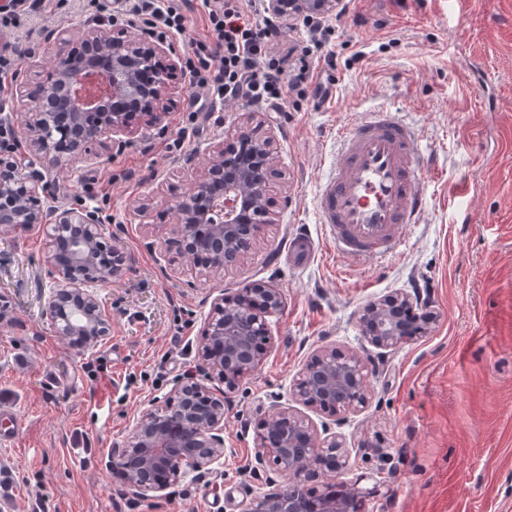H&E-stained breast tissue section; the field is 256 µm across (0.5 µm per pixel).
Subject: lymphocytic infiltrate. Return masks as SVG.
<instances>
[{
  "instance_id": "obj_1",
  "label": "lymphocytic infiltrate",
  "mask_w": 512,
  "mask_h": 512,
  "mask_svg": "<svg viewBox=\"0 0 512 512\" xmlns=\"http://www.w3.org/2000/svg\"><path fill=\"white\" fill-rule=\"evenodd\" d=\"M208 13L203 39L192 40L185 69L194 90L192 101L210 111L214 98L246 100L265 107H283L288 99L313 92L329 98L332 73L341 56L329 49L331 27L312 30L302 49L278 55L271 45L277 23L260 13V0H202ZM41 6V0H0V75L16 70V31ZM126 15L149 28L181 34L187 18L177 0H127Z\"/></svg>"
}]
</instances>
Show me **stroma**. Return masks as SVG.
<instances>
[{"label": "stroma", "mask_w": 512, "mask_h": 512, "mask_svg": "<svg viewBox=\"0 0 512 512\" xmlns=\"http://www.w3.org/2000/svg\"><path fill=\"white\" fill-rule=\"evenodd\" d=\"M120 0H44L19 32L50 65L53 31L120 13ZM365 25H358L356 16ZM331 47L349 64L336 74L337 98L306 97L285 112L243 100L193 113L181 80L175 106L110 158L54 173L56 202L114 216L100 231L127 258V272L99 289L110 336L79 350L45 316L49 292L41 228L0 230V295L11 321L0 326V512H243L255 495L285 488L256 462V424L272 406H294L289 386L317 350L335 347L368 360L371 399L336 420L306 406L298 413L348 446L346 480L366 491L363 512H512V0H350L322 17ZM468 46H461L459 32ZM390 103L418 130L432 158L423 177L419 223L397 255L353 270L322 248L307 267L289 264L288 234L321 227L315 193L336 161L333 129ZM256 115L275 135L268 192L275 221L237 267L207 276L173 267L164 239L176 204L196 176L192 154ZM147 203L138 216L133 207ZM252 281L281 288L282 309L267 316L271 336L258 371L231 396L224 457L152 498L127 490L107 466L140 415L164 407L179 379L216 389L196 349L214 298ZM405 292L432 303L430 332L394 350L369 345L358 311Z\"/></svg>", "instance_id": "1"}]
</instances>
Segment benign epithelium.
Masks as SVG:
<instances>
[{
	"label": "benign epithelium",
	"mask_w": 512,
	"mask_h": 512,
	"mask_svg": "<svg viewBox=\"0 0 512 512\" xmlns=\"http://www.w3.org/2000/svg\"><path fill=\"white\" fill-rule=\"evenodd\" d=\"M344 5L345 0H264L267 13L288 19L336 15ZM142 35L139 29L116 34L102 20L58 32L55 41L66 50L54 57L49 80L18 85L19 132L31 159L23 165L0 152V228H42L51 280L45 313L57 335L74 348L110 334L111 318L97 289L126 273V258L114 250L110 263H99L106 245L96 211L84 204H54L51 175L84 159L93 145L107 153L137 133L127 113L130 105L140 114L141 127L162 121L175 93L178 64L157 69L155 59L166 46L146 47ZM274 142L271 130L251 115L206 148L207 158L177 204L176 224L165 239L178 258L216 275L237 266L257 245L242 229L274 221L264 166L256 163L269 159ZM283 304L281 289L266 283H249L214 300L197 357L203 371L224 384V396L192 379L177 382L169 402L181 407L178 437L163 429L157 410L143 412L107 462L132 494L155 497L224 456L225 404L262 364L264 350L256 341L268 339L266 317ZM435 318L430 302L406 293L372 301L357 314L364 339L390 350L427 335ZM369 376L361 355L325 348L297 372L289 395L345 417L368 406ZM255 441L257 462L273 464L288 485L254 497L245 512H355L364 503L365 493L342 480L348 449L341 436L322 438L294 410L276 407L257 426ZM333 484L338 485L334 494Z\"/></svg>",
	"instance_id": "7a95c632"
}]
</instances>
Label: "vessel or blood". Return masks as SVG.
Masks as SVG:
<instances>
[{
	"label": "vessel or blood",
	"mask_w": 512,
	"mask_h": 512,
	"mask_svg": "<svg viewBox=\"0 0 512 512\" xmlns=\"http://www.w3.org/2000/svg\"><path fill=\"white\" fill-rule=\"evenodd\" d=\"M417 139L389 105L337 126L336 163L316 193L323 240L295 230L288 239L294 266H306L322 243L360 267L396 255L406 227L419 223L424 211L425 158Z\"/></svg>",
	"instance_id": "vessel-or-blood-1"
}]
</instances>
